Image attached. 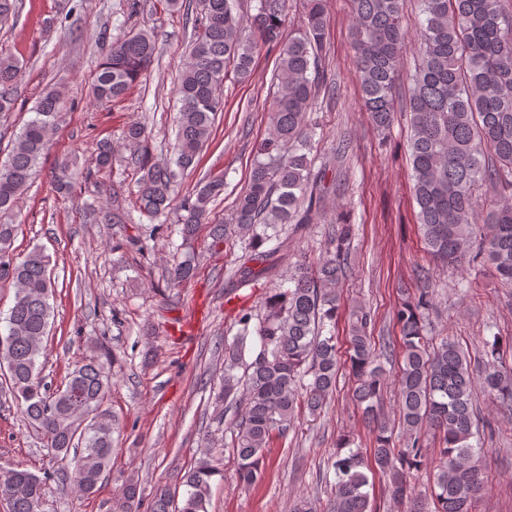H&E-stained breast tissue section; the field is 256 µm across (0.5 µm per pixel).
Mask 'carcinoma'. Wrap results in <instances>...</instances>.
I'll use <instances>...</instances> for the list:
<instances>
[{"mask_svg": "<svg viewBox=\"0 0 512 512\" xmlns=\"http://www.w3.org/2000/svg\"><path fill=\"white\" fill-rule=\"evenodd\" d=\"M255 13L245 18L236 0H166L168 10L195 8L193 37L177 82L176 147L171 161H156L143 124L133 122L124 133L138 178L139 209L150 227L140 248L167 231L177 172L194 167L209 141L215 116L224 110L222 89L229 74L250 75L254 56L276 53V90L268 112V137L260 144L248 188L241 193L232 223L212 226L211 246L237 238L241 255L224 300L239 288L271 277V259L288 245L290 233L318 223L333 185L328 168H314L317 124L311 118L319 96L334 94L336 82L325 67L324 0H306L301 26L285 32L290 0H255ZM354 65L361 103L376 130L394 121L395 89L408 43L418 64L410 75L406 101L412 134L409 157L412 190L418 206L425 250L442 266L460 269L489 262L505 288H512V12L505 0H420L424 19L414 36L402 26L404 0H350ZM103 60L91 85L93 98L117 102L151 68L157 54L155 31L141 25L107 39L102 32ZM22 65L0 54V113L14 109V90ZM61 93L44 90L33 117L16 135L0 164V279L15 288L0 336V364L8 391L22 415L40 431L47 456L57 468L40 477L14 467L0 473V500L8 512H43L46 481L63 476L82 496L93 494L112 459V416L104 409L111 389L105 364L114 360L105 343L76 367L62 388L51 390L41 376L38 359L45 350L53 307L50 256L34 247L23 258L12 253L17 231L13 219L24 191L34 179L61 118ZM108 140L97 144L91 164L62 161L52 182L61 195L74 181L88 180L112 164ZM224 191V177L206 175L179 203L177 223L182 244L195 235L209 214V204ZM324 255L298 262L288 270V287L272 288L262 313L241 307L234 342L224 346V369L217 393L218 424L233 409L225 428L231 443L239 485L251 487L264 474L268 448L288 435L306 411L314 416L336 388V339L330 326L340 309V282L353 238L350 224H327ZM200 255L186 252L170 267L173 284L190 280ZM432 296L423 289L395 311L401 343L378 348L372 342L373 317L363 308L351 313V368L357 387L354 399L372 419V447L351 435L336 444L328 461L335 495L321 503L301 497L293 512H370L368 474L386 481L403 512H473L487 476L480 462L485 449L473 442L478 434L472 396L476 385L512 409V367L497 364L499 339L484 343L482 367L471 365L461 347L446 338L427 336L426 314ZM259 350L244 361L247 338ZM397 359L399 426L403 443L375 418L386 381L380 359ZM432 430L433 457L427 456L424 432ZM433 465L430 494H420L406 475ZM216 470L201 460L182 476V489H154L149 512H207ZM143 492L135 477L125 479L112 512H140Z\"/></svg>", "mask_w": 512, "mask_h": 512, "instance_id": "carcinoma-1", "label": "carcinoma"}]
</instances>
